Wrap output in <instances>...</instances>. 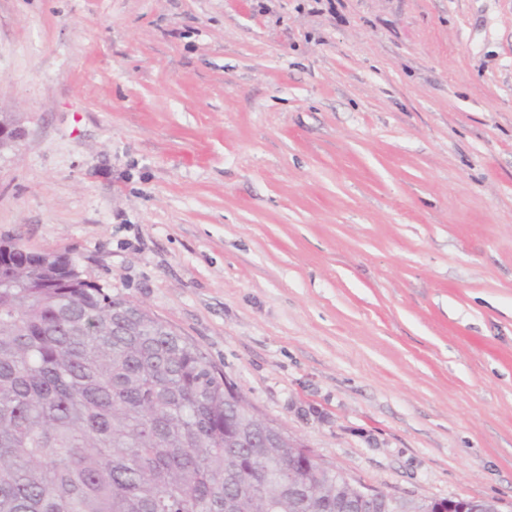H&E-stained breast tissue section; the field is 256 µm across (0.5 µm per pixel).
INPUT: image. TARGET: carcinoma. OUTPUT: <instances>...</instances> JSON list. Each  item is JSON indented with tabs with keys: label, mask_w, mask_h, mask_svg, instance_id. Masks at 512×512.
Wrapping results in <instances>:
<instances>
[{
	"label": "carcinoma",
	"mask_w": 512,
	"mask_h": 512,
	"mask_svg": "<svg viewBox=\"0 0 512 512\" xmlns=\"http://www.w3.org/2000/svg\"><path fill=\"white\" fill-rule=\"evenodd\" d=\"M65 254L0 249V512H338L355 484Z\"/></svg>",
	"instance_id": "cac0c4a2"
}]
</instances>
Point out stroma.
Masks as SVG:
<instances>
[{"instance_id":"35a3bbf8","label":"stroma","mask_w":512,"mask_h":512,"mask_svg":"<svg viewBox=\"0 0 512 512\" xmlns=\"http://www.w3.org/2000/svg\"><path fill=\"white\" fill-rule=\"evenodd\" d=\"M0 244L350 479L512 512V0H0Z\"/></svg>"}]
</instances>
